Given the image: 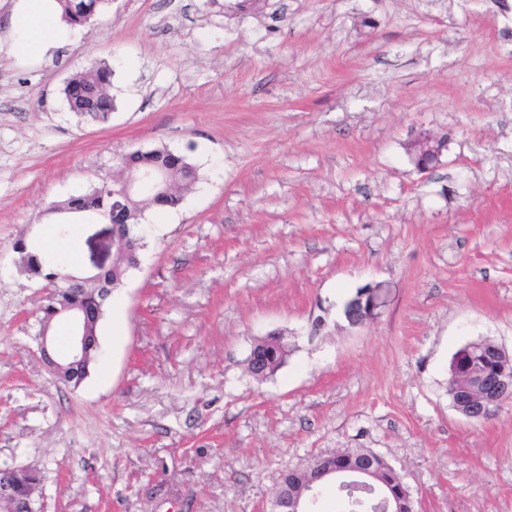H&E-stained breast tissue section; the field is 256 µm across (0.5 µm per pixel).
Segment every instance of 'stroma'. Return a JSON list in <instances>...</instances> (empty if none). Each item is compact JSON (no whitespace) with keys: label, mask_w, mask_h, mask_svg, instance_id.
I'll return each instance as SVG.
<instances>
[{"label":"stroma","mask_w":512,"mask_h":512,"mask_svg":"<svg viewBox=\"0 0 512 512\" xmlns=\"http://www.w3.org/2000/svg\"><path fill=\"white\" fill-rule=\"evenodd\" d=\"M102 61L112 112H71L66 81ZM422 130L445 140L426 173ZM155 147L198 179L144 212L65 386L13 245L91 270L107 223L47 207ZM376 283L380 315L350 325ZM271 334L288 356L258 380ZM485 338L512 352V0H108L62 53L0 52V466L40 472L43 512H269L283 470L345 448L383 455L416 512H512V403L473 424L448 398ZM413 159L419 172H428L441 162L439 139L427 132H420L413 141ZM384 303L383 285H369L360 289L346 304L344 314L351 325L360 326L376 319Z\"/></svg>","instance_id":"stroma-1"}]
</instances>
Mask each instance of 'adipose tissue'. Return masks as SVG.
<instances>
[{
    "label": "adipose tissue",
    "mask_w": 512,
    "mask_h": 512,
    "mask_svg": "<svg viewBox=\"0 0 512 512\" xmlns=\"http://www.w3.org/2000/svg\"><path fill=\"white\" fill-rule=\"evenodd\" d=\"M69 34L57 0H17L6 46L10 52L33 58L64 43Z\"/></svg>",
    "instance_id": "ef3b65f1"
}]
</instances>
